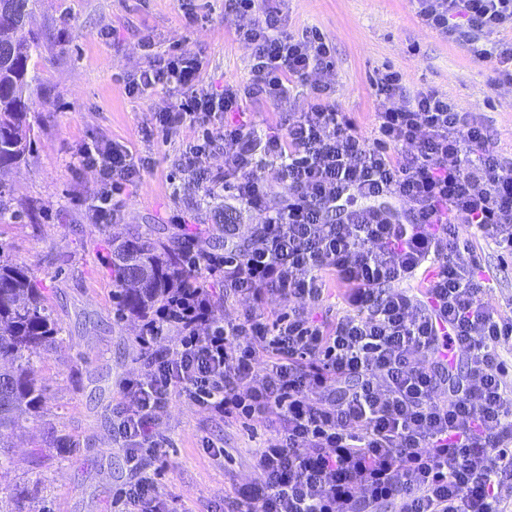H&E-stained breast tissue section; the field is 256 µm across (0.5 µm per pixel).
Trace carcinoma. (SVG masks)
<instances>
[{"instance_id": "cac0c4a2", "label": "carcinoma", "mask_w": 512, "mask_h": 512, "mask_svg": "<svg viewBox=\"0 0 512 512\" xmlns=\"http://www.w3.org/2000/svg\"><path fill=\"white\" fill-rule=\"evenodd\" d=\"M0 13V177L31 152L32 97L39 75L31 65L42 33L26 28L38 0H6ZM123 290L122 311L146 316L186 273L184 257L161 241L132 236L111 258ZM60 328L46 307L33 273L0 260V469L7 463L8 438L41 409L37 359L56 348Z\"/></svg>"}]
</instances>
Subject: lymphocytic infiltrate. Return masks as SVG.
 Wrapping results in <instances>:
<instances>
[{"label": "lymphocytic infiltrate", "mask_w": 512, "mask_h": 512, "mask_svg": "<svg viewBox=\"0 0 512 512\" xmlns=\"http://www.w3.org/2000/svg\"><path fill=\"white\" fill-rule=\"evenodd\" d=\"M413 3L422 25L495 60L512 81V42H483L512 30V0ZM224 9L247 20L236 35L252 51L249 81L214 90L200 59L175 44L125 86L144 95L172 85L174 101L151 124L166 140L193 131L186 171L204 170L221 148L224 168L210 183L231 188L261 222L244 243L225 225L220 253L185 237L187 275L138 337L143 368L125 382L113 423L136 473L124 512H162L149 461L176 395L215 419L277 428L276 444L255 456L259 483L235 486L228 512H512V383L500 354L512 315L479 303L482 285L457 262L455 232L468 225L512 253V159L473 113L432 89L407 92L391 71L372 89L402 103L378 111L374 140L363 139L330 98L333 47L316 28L285 30L265 0H224ZM305 84L313 99L285 134L224 120ZM78 159L100 177L89 217L109 223L113 197L148 161L105 139ZM276 182L288 198L272 209ZM334 288L342 315L314 320L306 304ZM242 297L251 309L217 318L221 301ZM292 297L302 307L273 305ZM171 329L176 345L159 347Z\"/></svg>", "instance_id": "f902f5d3"}]
</instances>
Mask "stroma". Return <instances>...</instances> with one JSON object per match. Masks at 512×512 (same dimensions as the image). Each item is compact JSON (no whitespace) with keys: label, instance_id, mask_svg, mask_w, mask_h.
I'll list each match as a JSON object with an SVG mask.
<instances>
[{"label":"stroma","instance_id":"obj_1","mask_svg":"<svg viewBox=\"0 0 512 512\" xmlns=\"http://www.w3.org/2000/svg\"><path fill=\"white\" fill-rule=\"evenodd\" d=\"M200 22L185 26L178 0H40L31 25L46 31L37 67L43 83L33 97L34 140L26 164L6 178L14 224H0V255L25 266L46 296L62 339L40 365L43 403L10 450L12 465L0 487L16 493L20 512H113L132 473L116 439L113 413L125 380L143 367L137 343L142 320L123 313L121 286L107 264L131 234L182 244L199 235L204 247L224 248L223 227L234 224L249 237L259 219L225 209L221 186L206 188L178 168L179 142L146 133L152 112L171 102L159 86L127 95V80L154 54L179 43L203 63L214 88L251 75V53L235 34L241 20L224 0H195ZM287 30L319 29L333 46L332 89L336 106L372 138L382 108L371 81L399 72L407 91L434 88L458 109L477 113L503 155L512 154V83L494 84V64L474 59L463 45L418 22L412 0H269ZM309 87L294 89L276 105L255 99L245 114L261 131L283 132L290 113L306 109ZM107 137L148 158L149 169L117 196L112 223H91L86 204L99 186L96 170L78 165L76 154L91 138ZM463 263H477L484 288L478 300L491 309L512 308V255L472 241ZM162 431L167 443L153 465L158 494L171 512H215L233 484L253 482V458L277 435L272 426L211 420L173 398ZM223 445L214 459L202 438Z\"/></svg>","mask_w":512,"mask_h":512}]
</instances>
